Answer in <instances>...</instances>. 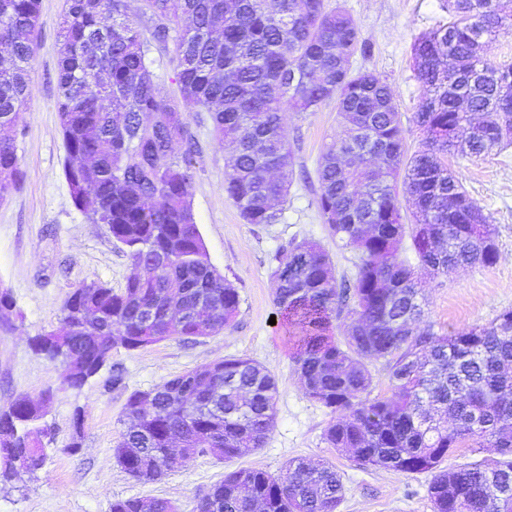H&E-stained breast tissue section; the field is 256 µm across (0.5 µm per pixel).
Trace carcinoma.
Returning <instances> with one entry per match:
<instances>
[{"mask_svg": "<svg viewBox=\"0 0 512 512\" xmlns=\"http://www.w3.org/2000/svg\"><path fill=\"white\" fill-rule=\"evenodd\" d=\"M141 31L128 0H66L57 72V112L66 153L63 173L74 206L125 246L132 267L123 288L103 281L75 288L61 327L33 338L34 349L66 365L83 387L112 349L137 350L174 336L216 335L237 316L240 296L212 265L191 204L197 142L192 112H206L229 149L224 192L248 224H275L290 194L287 111L314 112L336 100L339 134L318 163V207L336 243L356 250L355 275L338 280L329 252L292 240L274 254V302L297 325L293 362L306 396L331 420L324 441L364 467L432 473L433 512H512L493 503L479 461L445 466L460 448H493L502 484L512 487V310L452 335L432 326L419 301L417 271L489 265L498 258L493 229L471 223L478 210L444 157L458 148L481 156L512 125V66L491 62L512 0H449L453 17L413 46L423 96L414 122L424 148L405 157L403 129L383 81L354 73L350 58L368 43L349 13L325 0H140ZM39 0H0V197L24 172L9 131L27 105ZM173 45L178 96L162 93L149 57ZM483 120L459 132L469 114ZM415 209L402 224L397 181ZM411 230L416 263L401 257ZM178 301L185 316L169 313ZM344 318L346 334L331 336ZM382 360L397 398L372 395L367 362ZM209 376L204 364L146 393L132 392L130 424L114 446L118 464L139 481L175 436L184 457L231 461L262 448L275 424L278 387L260 363L227 357ZM27 397L0 411V479L16 463L29 475L46 455ZM344 484L336 469L291 460L285 472L240 467L224 474L195 512H336ZM172 512L171 501L117 499L111 512Z\"/></svg>", "mask_w": 512, "mask_h": 512, "instance_id": "1", "label": "carcinoma"}]
</instances>
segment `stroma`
Listing matches in <instances>:
<instances>
[{"instance_id": "obj_1", "label": "stroma", "mask_w": 512, "mask_h": 512, "mask_svg": "<svg viewBox=\"0 0 512 512\" xmlns=\"http://www.w3.org/2000/svg\"><path fill=\"white\" fill-rule=\"evenodd\" d=\"M328 2L346 8L369 44L367 53L351 59L350 68L390 87L405 152L414 154L425 134L413 121L421 87L412 46L447 20L441 0ZM63 9V0H41L31 95L15 131L25 177L0 199V289L13 301L10 323L0 327V409L20 395L44 400L39 424L50 439L36 476L0 482V512H110L115 499L129 497L164 498L178 512H193L197 498L232 468L256 467L277 475L296 458L336 468L345 487L337 512H433L429 474L363 467L327 446L323 433L330 414L307 398L292 362L300 331L275 318L271 272L279 245L292 239L319 242L329 251L337 278H352L355 271V252L337 248L317 206L318 161L338 133L335 102L313 112H289L291 191L278 223L266 225L244 223L225 194L228 154L211 133L208 113L189 118L200 147L191 187L196 222L212 263L240 295L239 312L224 331L193 340L173 337L135 351L113 349L109 366L79 389L66 384L60 364L34 351V336L60 327V309L74 288L101 280L119 289L130 272L124 246L74 207L63 175L65 152L55 107ZM448 166L492 225L499 253L489 266L421 273L425 321L450 335L512 310V142L480 157L449 155ZM228 356L254 359L277 380L276 420L264 447L230 463L199 455L154 482L131 478L113 456L130 393ZM116 368L123 372L118 386L112 383ZM75 441L80 448L74 452Z\"/></svg>"}]
</instances>
